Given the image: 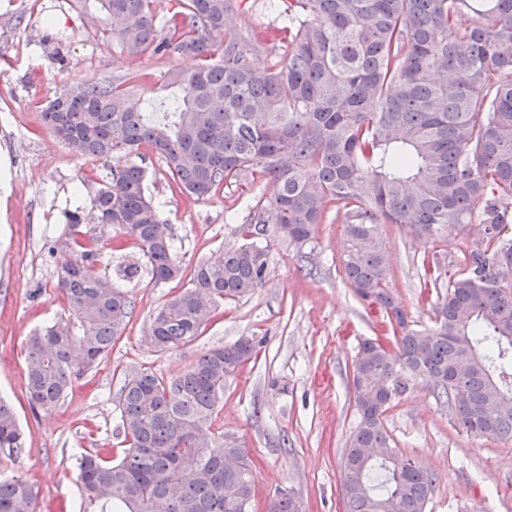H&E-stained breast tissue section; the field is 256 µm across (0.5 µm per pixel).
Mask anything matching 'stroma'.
I'll list each match as a JSON object with an SVG mask.
<instances>
[{
  "mask_svg": "<svg viewBox=\"0 0 512 512\" xmlns=\"http://www.w3.org/2000/svg\"><path fill=\"white\" fill-rule=\"evenodd\" d=\"M46 12L0 0V169L10 194L0 203V396L7 397L31 442L20 455L0 449V475H18L39 491L37 512H79L82 498L75 457L102 447L121 455L124 432L117 397L128 376L144 368L170 379L211 346L254 339L258 353L224 384L215 435L246 449L254 463L253 512L278 489L299 495L305 512H343L341 470L357 424L351 363L362 340L387 328L385 313L359 299L343 276L341 224L326 219L296 248L270 250L262 288L218 305L196 341L155 351L145 332L151 316L191 283L196 263L241 244L239 226L253 201L272 194L268 184L220 185L197 200L171 184L162 159L146 153L148 192L159 205L182 264L179 279L152 280L149 271L124 283L134 302L130 321L111 351L76 379L51 410L27 400L25 348L29 336L66 310L56 288L59 257L48 248L67 224L68 211L90 208L111 159L91 158L54 140L41 123V102L87 81L141 74L140 102L165 97L168 70H188L185 56L127 55L101 41L96 0H41ZM62 37L53 57L45 34ZM390 287L418 328L434 327L448 278L483 247L475 224H451L419 236L388 224ZM439 257L444 277L428 284L423 263ZM384 426L402 455L436 476L426 512H512V440L467 433L425 383H417L386 411Z\"/></svg>",
  "mask_w": 512,
  "mask_h": 512,
  "instance_id": "obj_1",
  "label": "stroma"
}]
</instances>
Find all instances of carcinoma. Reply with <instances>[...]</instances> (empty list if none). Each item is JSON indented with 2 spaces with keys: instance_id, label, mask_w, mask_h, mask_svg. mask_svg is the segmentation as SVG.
Instances as JSON below:
<instances>
[{
  "instance_id": "cac0c4a2",
  "label": "carcinoma",
  "mask_w": 512,
  "mask_h": 512,
  "mask_svg": "<svg viewBox=\"0 0 512 512\" xmlns=\"http://www.w3.org/2000/svg\"><path fill=\"white\" fill-rule=\"evenodd\" d=\"M102 31L132 57L193 56L189 71L163 76L171 95L140 110L133 77L90 81L57 93L42 110L47 132L94 158L115 160L89 214L67 215L50 252L70 316L38 330L25 355L34 409L55 408L73 378L112 349L133 310L128 294L96 270L105 229L137 245L152 277L181 266L166 220L147 195V171L128 161L148 149L172 183L196 199L225 182H265L271 196L240 225L246 243L201 262L191 286L166 301L147 328L168 351L203 334L219 302L242 298L269 276L270 237L299 246L336 208L347 249L341 261L356 295L387 314L394 341H364L352 361L356 428L341 478L345 512H425L433 473L402 458L383 424L418 381L432 385L459 424L512 439V0H286L281 24L242 32L235 0H186L159 25L156 0H97ZM284 43L269 63L239 50ZM480 225L472 251L448 281L431 329H418L394 300L385 224L431 235L445 224ZM257 345L205 351L181 375L142 369L118 396L125 449L77 459L82 512H250L251 466L224 470L211 432L224 382ZM13 408L0 400V448H26ZM363 448L386 455L367 460ZM38 491L0 478V512H36Z\"/></svg>"
}]
</instances>
